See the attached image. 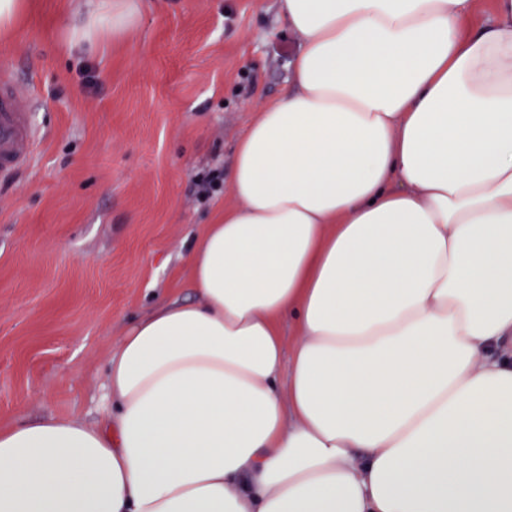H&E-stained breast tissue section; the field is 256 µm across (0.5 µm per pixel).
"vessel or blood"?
<instances>
[{
	"label": "vessel or blood",
	"mask_w": 512,
	"mask_h": 512,
	"mask_svg": "<svg viewBox=\"0 0 512 512\" xmlns=\"http://www.w3.org/2000/svg\"><path fill=\"white\" fill-rule=\"evenodd\" d=\"M39 135L21 104L16 82L9 71L0 72V179L28 166Z\"/></svg>",
	"instance_id": "b4317fda"
}]
</instances>
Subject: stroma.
<instances>
[{
  "label": "stroma",
  "mask_w": 512,
  "mask_h": 512,
  "mask_svg": "<svg viewBox=\"0 0 512 512\" xmlns=\"http://www.w3.org/2000/svg\"><path fill=\"white\" fill-rule=\"evenodd\" d=\"M85 2L34 0L0 38L42 135L0 181V427L104 423L112 352L158 298L193 299L187 252L232 203L236 141L301 41L276 0H141L121 41L67 48Z\"/></svg>",
  "instance_id": "35a3bbf8"
}]
</instances>
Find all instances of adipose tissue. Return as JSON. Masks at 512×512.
Returning a JSON list of instances; mask_svg holds the SVG:
<instances>
[{
	"label": "adipose tissue",
	"instance_id": "ef3b65f1",
	"mask_svg": "<svg viewBox=\"0 0 512 512\" xmlns=\"http://www.w3.org/2000/svg\"><path fill=\"white\" fill-rule=\"evenodd\" d=\"M474 5L277 0L198 301L126 331L103 427L0 428V512H512V0Z\"/></svg>",
	"mask_w": 512,
	"mask_h": 512
}]
</instances>
